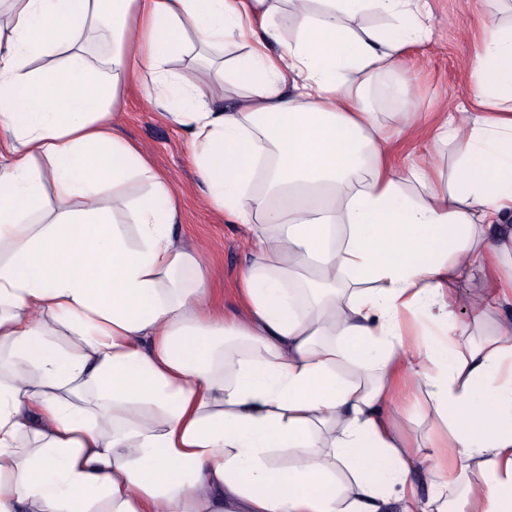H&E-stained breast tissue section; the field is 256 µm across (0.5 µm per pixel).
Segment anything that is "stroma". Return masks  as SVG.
I'll return each instance as SVG.
<instances>
[{
    "label": "stroma",
    "mask_w": 512,
    "mask_h": 512,
    "mask_svg": "<svg viewBox=\"0 0 512 512\" xmlns=\"http://www.w3.org/2000/svg\"><path fill=\"white\" fill-rule=\"evenodd\" d=\"M429 4L431 39L411 50L393 76L395 82L413 85L414 109L424 122L430 113L469 104L472 86L465 66L476 48L470 26L478 14L497 7L495 0H429ZM114 124L117 133L137 145L154 171L170 182L181 212L175 234L183 244L203 250L218 308L225 316L245 318L236 284L251 258V232L246 225L228 222L211 204L185 128L161 116L139 76L127 80Z\"/></svg>",
    "instance_id": "obj_1"
}]
</instances>
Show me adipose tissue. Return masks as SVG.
Instances as JSON below:
<instances>
[{
  "instance_id": "adipose-tissue-1",
  "label": "adipose tissue",
  "mask_w": 512,
  "mask_h": 512,
  "mask_svg": "<svg viewBox=\"0 0 512 512\" xmlns=\"http://www.w3.org/2000/svg\"><path fill=\"white\" fill-rule=\"evenodd\" d=\"M9 2L0 512H387L385 481L403 512H448L452 491L460 512H512V24L482 16L471 108L423 130L412 111L380 123L369 95L428 39L429 0ZM191 34L246 50L233 110L193 69L174 115L214 204L253 228L244 322L214 309L202 251L174 243L171 186L113 130L124 82L159 93ZM414 136L400 169L389 146ZM134 179L146 194L125 193ZM422 390L447 430L425 446L400 423Z\"/></svg>"
}]
</instances>
